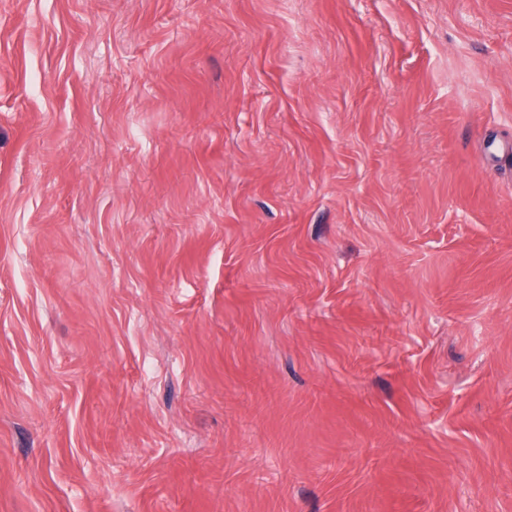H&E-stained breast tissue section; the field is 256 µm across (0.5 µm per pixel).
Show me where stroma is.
<instances>
[{
	"label": "stroma",
	"instance_id": "obj_1",
	"mask_svg": "<svg viewBox=\"0 0 512 512\" xmlns=\"http://www.w3.org/2000/svg\"><path fill=\"white\" fill-rule=\"evenodd\" d=\"M512 0H0V512H512Z\"/></svg>",
	"mask_w": 512,
	"mask_h": 512
}]
</instances>
